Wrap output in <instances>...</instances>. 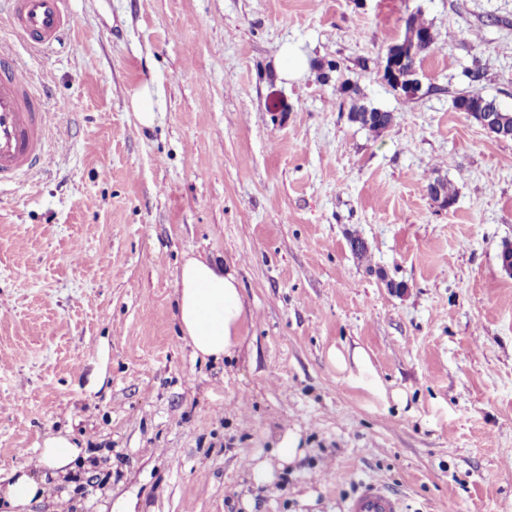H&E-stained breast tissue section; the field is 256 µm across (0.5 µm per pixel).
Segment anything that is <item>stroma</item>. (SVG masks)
I'll return each mask as SVG.
<instances>
[{
    "label": "stroma",
    "instance_id": "35a3bbf8",
    "mask_svg": "<svg viewBox=\"0 0 512 512\" xmlns=\"http://www.w3.org/2000/svg\"><path fill=\"white\" fill-rule=\"evenodd\" d=\"M68 11L31 53L0 5V44L29 53L66 145L0 186V473L59 432L88 454L30 512H341L364 479L407 512H512V139L452 106L475 89L512 111V0ZM411 14L434 34L414 99L377 77ZM286 43L308 60L289 80ZM330 62L393 112L383 134L349 121ZM146 83L150 127L130 107ZM188 254L243 288V344L219 361L175 319ZM357 349L359 381L336 361ZM288 431L300 454L255 484Z\"/></svg>",
    "mask_w": 512,
    "mask_h": 512
}]
</instances>
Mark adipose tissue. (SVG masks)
Segmentation results:
<instances>
[{
  "instance_id": "adipose-tissue-1",
  "label": "adipose tissue",
  "mask_w": 512,
  "mask_h": 512,
  "mask_svg": "<svg viewBox=\"0 0 512 512\" xmlns=\"http://www.w3.org/2000/svg\"><path fill=\"white\" fill-rule=\"evenodd\" d=\"M175 287V317L194 354L216 361L232 355L243 340L247 320L236 271L190 256L176 274ZM85 458L83 449L69 437H47L33 469L12 470L5 485L0 486V512H24Z\"/></svg>"
}]
</instances>
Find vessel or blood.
Wrapping results in <instances>:
<instances>
[{"label": "vessel or blood", "mask_w": 512, "mask_h": 512, "mask_svg": "<svg viewBox=\"0 0 512 512\" xmlns=\"http://www.w3.org/2000/svg\"><path fill=\"white\" fill-rule=\"evenodd\" d=\"M9 13L29 47L56 41L68 24L67 0H11ZM28 60L0 47V183L30 176L49 152L43 94L28 76ZM344 512H404L400 498L383 486L360 481Z\"/></svg>", "instance_id": "b4317fda"}]
</instances>
